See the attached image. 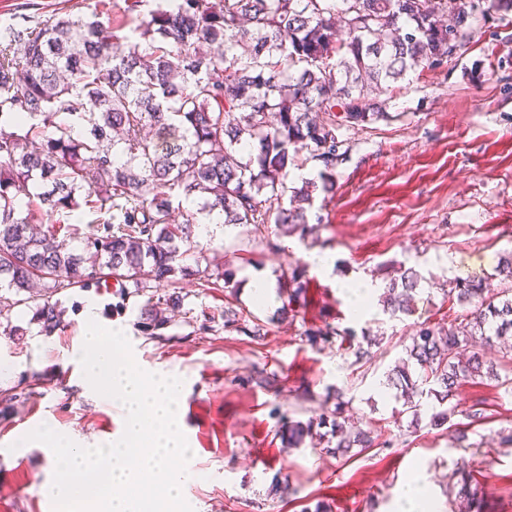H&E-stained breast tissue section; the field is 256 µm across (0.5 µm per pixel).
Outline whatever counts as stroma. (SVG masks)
Listing matches in <instances>:
<instances>
[{
  "label": "stroma",
  "instance_id": "35a3bbf8",
  "mask_svg": "<svg viewBox=\"0 0 512 512\" xmlns=\"http://www.w3.org/2000/svg\"><path fill=\"white\" fill-rule=\"evenodd\" d=\"M123 0H0V23L32 24L57 14L95 15L111 24ZM390 120L349 125L339 132L347 155L335 186L317 191L322 219L306 239L255 240L242 226L199 238L234 272L235 292L209 287L203 275L176 277L170 289L112 286L58 294L61 330L45 335L33 304L0 308V512H41L40 488L50 480L39 448L13 451L22 436L49 422L84 447L119 436L122 418L78 377L74 357L86 334L85 311L122 329L137 365L183 381L180 416L199 481L188 492L196 512H303L317 502L331 512H398L410 478L431 493L432 512H454L449 476L468 463L488 493L489 512H512V447L499 432L512 428V395L483 377L457 391L461 409L482 402L484 417L463 426L459 412L444 426L409 432L398 390L386 375L420 325L446 326L460 308L446 281L470 274L490 278L512 251V24L489 20L473 43L447 65L412 72L397 84ZM330 252L331 273L307 271L302 303L282 312L284 295L257 304L250 276L280 283L306 254ZM422 281L409 314L373 304L351 318L335 278L365 276L385 284L397 264ZM181 303L160 335L142 332L141 310L166 291ZM263 336L226 327L225 309ZM367 334L370 354L356 360L339 339L309 344V327ZM344 392L357 426L380 441L356 455L315 449L313 440L282 447L281 417L305 420L332 407ZM468 433L458 446L459 430ZM393 447H383L389 436Z\"/></svg>",
  "mask_w": 512,
  "mask_h": 512
}]
</instances>
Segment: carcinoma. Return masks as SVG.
<instances>
[{"label":"carcinoma","mask_w":512,"mask_h":512,"mask_svg":"<svg viewBox=\"0 0 512 512\" xmlns=\"http://www.w3.org/2000/svg\"><path fill=\"white\" fill-rule=\"evenodd\" d=\"M140 22L105 26L52 15L35 26L0 28V291L26 295L43 331L60 328L54 296L110 279L160 288L199 272L195 225L216 210L226 225H251L261 237L273 224L300 240L312 232L307 207L318 188L333 187L343 161L338 132L386 119L394 84L433 71L463 49L475 0H124ZM210 47L201 56V45ZM378 98L366 102L362 76ZM80 121L82 132L74 135ZM322 164V185L288 190V165L299 155ZM293 193L291 208L273 202ZM197 209L177 223L173 213ZM80 211L98 225L86 235L69 223ZM56 225L44 223L47 214ZM390 279L386 311H412L418 274L401 267ZM499 287L456 276L448 297L464 309L448 328L422 325L387 374L404 412L448 422L461 385L486 376L512 392V345L494 361L475 350L512 335V255L497 270ZM287 304L305 296V269L288 272ZM142 309L144 327L164 328L161 306ZM224 326L259 336L224 311ZM347 405L306 422L288 419L282 445L297 448L329 429L323 452L371 447L370 432L347 425ZM452 487L465 512H483L485 494L458 468Z\"/></svg>","instance_id":"1"}]
</instances>
